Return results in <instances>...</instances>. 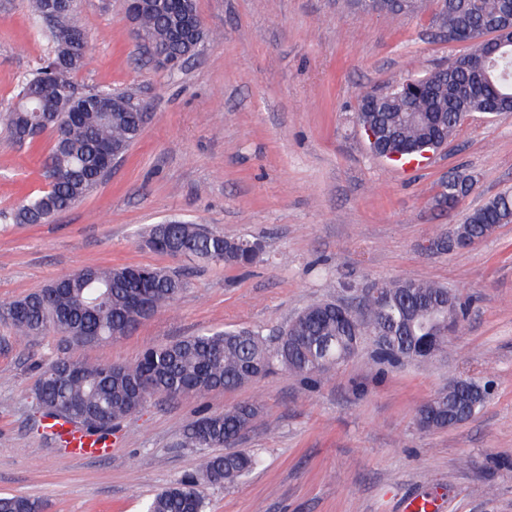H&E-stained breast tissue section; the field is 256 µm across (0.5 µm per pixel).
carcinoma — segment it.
Returning <instances> with one entry per match:
<instances>
[{"label":"carcinoma","mask_w":512,"mask_h":512,"mask_svg":"<svg viewBox=\"0 0 512 512\" xmlns=\"http://www.w3.org/2000/svg\"><path fill=\"white\" fill-rule=\"evenodd\" d=\"M30 17L45 24L54 43L45 65L17 83L14 102L0 118L17 144H31L45 131L53 138L44 161L49 189L26 197L3 215L13 224H44L92 193L124 159L141 136L143 113L132 95L99 87L74 94V77L85 67L88 50L73 52L70 35L78 0L63 7L53 0H29ZM512 0H445L432 24L457 34L468 45L448 66L421 79L411 93L400 81L379 98L359 96L358 120L377 131L371 151L404 157L447 144L472 112L512 113V44L492 42L489 35ZM191 0H153L141 9L140 28L179 60L204 41L206 31L184 23ZM512 223V191L495 195L474 210L457 230L481 237L489 224ZM141 238L175 239L185 255L232 267L255 262L248 250L198 224L168 221L146 227ZM143 280L130 266L85 267L55 279L19 300L0 305V320L20 336L90 331L104 339L126 335L141 321L173 302L185 288L182 277L162 268L143 267ZM304 321L269 337L259 329L238 328L186 336L146 348L132 363L88 365L62 356L40 367L36 397L42 417L62 420L103 442L112 424L143 410L156 395L177 398L185 391L203 396L221 386L233 389L258 381L277 369L312 379L338 367L360 349L371 347L379 365L415 360L417 351L448 349V317L461 310L447 288L414 279L382 283L379 295L361 298L359 306L337 307L322 300L303 309ZM485 396L470 399L435 395L418 409V423H446L477 413ZM259 414L253 403L204 415L183 429L182 443L191 448H227ZM256 465L247 451L205 454L198 472L220 475L232 485ZM0 512H43L42 505L21 495L0 496ZM147 512H206L194 477H186L155 496Z\"/></svg>","instance_id":"cac0c4a2"}]
</instances>
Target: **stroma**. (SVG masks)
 Listing matches in <instances>:
<instances>
[{"mask_svg": "<svg viewBox=\"0 0 512 512\" xmlns=\"http://www.w3.org/2000/svg\"><path fill=\"white\" fill-rule=\"evenodd\" d=\"M198 12L209 36L175 70L150 64L124 0H81L75 14L91 37L78 90L134 94L146 125L84 200L47 224H0V303L87 266L166 268L188 286L126 336L95 345L67 347L52 333L22 344L0 324V495L41 499L47 512H144L197 471L183 427L253 402L261 413L239 446L258 463L232 486L199 479L208 512H401L427 491L442 494L443 512H512V223L470 249L436 246L512 190V114H474L442 149L392 162L370 151L358 94L466 51L437 34L430 13L394 20L349 0H198ZM50 52L27 0H0V108ZM51 142L46 133L21 148L0 136V210L46 188ZM455 172L475 186L449 208L437 196ZM173 218L263 250L239 269L139 246L145 227ZM397 279L436 282L467 305L447 352L381 370L363 350L312 387L278 371L203 398L157 397L113 427L99 458H73L42 429L36 363H127L216 329L268 334L340 298L344 283ZM459 379L486 390L482 409L421 432L419 406Z\"/></svg>", "mask_w": 512, "mask_h": 512, "instance_id": "35a3bbf8", "label": "stroma"}]
</instances>
